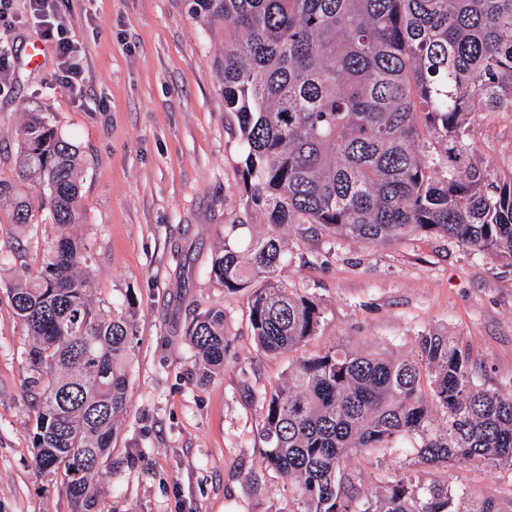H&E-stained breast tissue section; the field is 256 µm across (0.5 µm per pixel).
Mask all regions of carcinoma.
<instances>
[{
  "label": "carcinoma",
  "instance_id": "obj_1",
  "mask_svg": "<svg viewBox=\"0 0 512 512\" xmlns=\"http://www.w3.org/2000/svg\"><path fill=\"white\" fill-rule=\"evenodd\" d=\"M190 2L224 29L216 59L240 134L241 204L268 227L241 250L242 225H230L210 273L248 293L257 347L292 357L287 379L257 394L265 469L288 480L291 512H505L401 464L368 486L351 460L408 443L427 463L512 470V394L479 384L437 332L418 336L408 358L348 345L304 351L322 310L277 271L282 230L303 224L368 245L439 235L512 263V174L494 171L472 141L474 116L512 112V0ZM15 164L46 187L38 204L16 202L15 222L47 211L59 230L41 272L8 289L32 337V448L40 468L62 472L75 512H91L136 330L91 299L88 248L70 233L81 218L76 149L35 115ZM186 336L202 378L223 369L233 343L224 310L192 316Z\"/></svg>",
  "mask_w": 512,
  "mask_h": 512
}]
</instances>
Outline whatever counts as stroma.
<instances>
[{"label": "stroma", "instance_id": "obj_1", "mask_svg": "<svg viewBox=\"0 0 512 512\" xmlns=\"http://www.w3.org/2000/svg\"><path fill=\"white\" fill-rule=\"evenodd\" d=\"M13 59L0 72V179L35 201V180H17L18 132L30 113L75 145L83 160L81 224L95 304L131 316L137 343L128 367V404L102 465L95 512H288V482L269 472L261 485L263 391L288 373V357L254 343L246 293L225 292L210 274L226 224L244 221L243 240L266 229L239 201L237 122L224 109L214 61L224 34L194 18L189 0H69L68 19L84 58L86 94L56 88L54 55L28 65L41 26L17 0ZM474 142L495 170L512 172V112L484 114ZM0 197V512H73L59 475L35 466V412L27 393L31 344L7 290L41 270L58 229L48 214L26 228ZM279 279L313 298L323 314L307 346L344 340L408 357L421 332L448 333L470 355L486 387L512 392V264L470 253L442 236L385 246L288 229ZM223 309L235 355L197 383L185 336L191 317ZM402 460L421 482L450 479L494 497L512 512V471Z\"/></svg>", "mask_w": 512, "mask_h": 512}]
</instances>
